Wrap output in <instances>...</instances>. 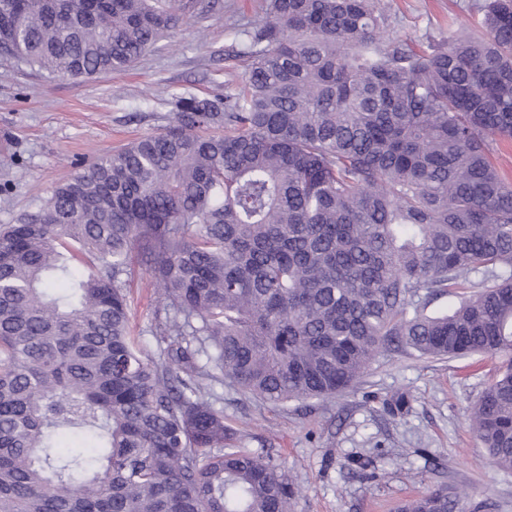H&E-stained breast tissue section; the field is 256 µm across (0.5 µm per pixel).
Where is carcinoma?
Wrapping results in <instances>:
<instances>
[{"label": "carcinoma", "instance_id": "carcinoma-1", "mask_svg": "<svg viewBox=\"0 0 512 512\" xmlns=\"http://www.w3.org/2000/svg\"><path fill=\"white\" fill-rule=\"evenodd\" d=\"M193 7L0 0V52L108 76ZM484 25L421 52L383 0H267L238 95L178 97L0 228V512H288L270 457L224 446L211 387L325 399L392 348L506 357L471 415L512 472V187L488 141L512 138V0ZM136 248L157 356L130 336ZM401 512L464 507L441 488Z\"/></svg>", "mask_w": 512, "mask_h": 512}]
</instances>
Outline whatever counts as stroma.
<instances>
[{
	"mask_svg": "<svg viewBox=\"0 0 512 512\" xmlns=\"http://www.w3.org/2000/svg\"><path fill=\"white\" fill-rule=\"evenodd\" d=\"M486 0H386L401 37L420 48L481 30ZM265 0H197L169 38L107 77L59 79L0 53V225L35 211L80 166L162 132L174 99L240 93L247 32ZM131 332L151 354L169 339L145 265L130 285ZM498 358L436 360L385 352L355 388L326 400L272 405L221 389L234 445L268 452L296 488L290 512H398L439 487L466 507L512 512V473L499 470L473 431L469 409Z\"/></svg>",
	"mask_w": 512,
	"mask_h": 512,
	"instance_id": "obj_1",
	"label": "stroma"
}]
</instances>
